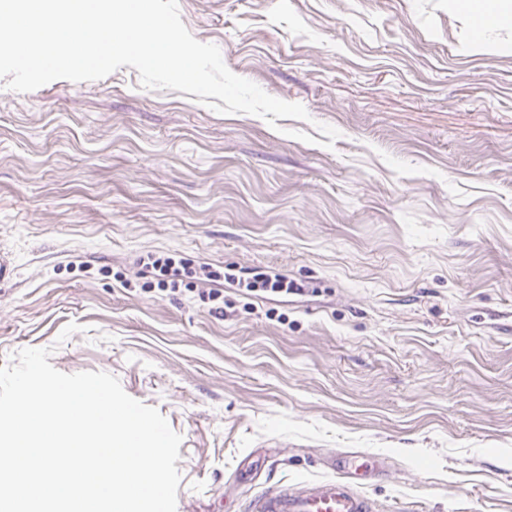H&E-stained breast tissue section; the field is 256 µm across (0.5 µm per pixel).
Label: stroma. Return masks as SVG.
I'll list each match as a JSON object with an SVG mask.
<instances>
[{
  "mask_svg": "<svg viewBox=\"0 0 512 512\" xmlns=\"http://www.w3.org/2000/svg\"><path fill=\"white\" fill-rule=\"evenodd\" d=\"M198 41L309 120L176 90L0 84V366L48 348L179 433L177 512L274 483L360 480L376 512H512V24L461 0H178ZM332 147L296 139L317 124ZM282 274L274 302L140 257ZM80 332L57 337L69 323ZM147 260L150 262H145V258H141L139 262L146 268L152 267L158 270L159 276L162 277L157 283V290L160 292L170 291L171 293H176L180 290L179 281L183 282V280L179 278L182 276V272L186 273L189 260L180 258L176 262L173 257L154 259L152 255H147Z\"/></svg>",
  "mask_w": 512,
  "mask_h": 512,
  "instance_id": "obj_1",
  "label": "stroma"
}]
</instances>
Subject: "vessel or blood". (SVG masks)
<instances>
[{"label": "vessel or blood", "instance_id": "vessel-or-blood-1", "mask_svg": "<svg viewBox=\"0 0 512 512\" xmlns=\"http://www.w3.org/2000/svg\"><path fill=\"white\" fill-rule=\"evenodd\" d=\"M247 512H375L373 502L349 480V466L340 463L335 477L301 482L298 486L272 485L255 494Z\"/></svg>", "mask_w": 512, "mask_h": 512}]
</instances>
